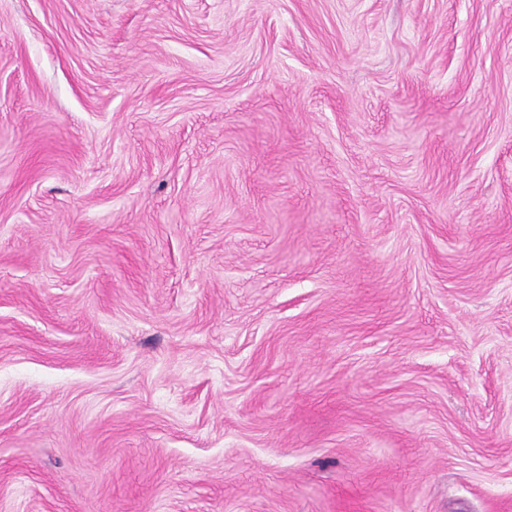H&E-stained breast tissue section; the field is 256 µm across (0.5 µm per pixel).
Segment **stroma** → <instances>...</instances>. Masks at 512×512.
<instances>
[{
    "mask_svg": "<svg viewBox=\"0 0 512 512\" xmlns=\"http://www.w3.org/2000/svg\"><path fill=\"white\" fill-rule=\"evenodd\" d=\"M0 512H512V0H0Z\"/></svg>",
    "mask_w": 512,
    "mask_h": 512,
    "instance_id": "stroma-1",
    "label": "stroma"
}]
</instances>
